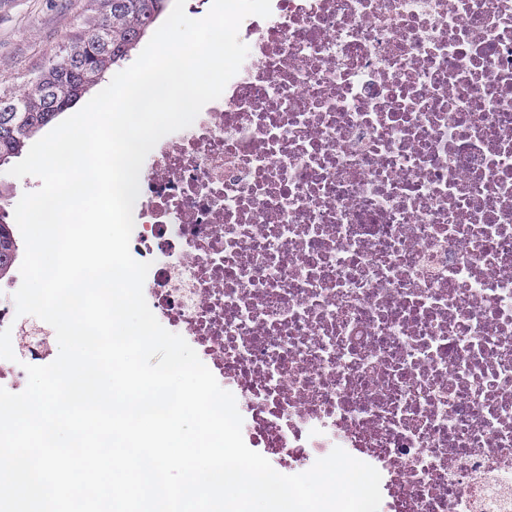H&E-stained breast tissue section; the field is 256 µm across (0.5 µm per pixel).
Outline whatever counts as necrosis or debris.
I'll return each instance as SVG.
<instances>
[{"label": "necrosis or debris", "mask_w": 512, "mask_h": 512, "mask_svg": "<svg viewBox=\"0 0 512 512\" xmlns=\"http://www.w3.org/2000/svg\"><path fill=\"white\" fill-rule=\"evenodd\" d=\"M142 166L146 301L292 473L382 512H512V0H271ZM0 281V386L54 351Z\"/></svg>", "instance_id": "1"}]
</instances>
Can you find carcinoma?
<instances>
[{"label":"carcinoma","instance_id":"obj_1","mask_svg":"<svg viewBox=\"0 0 512 512\" xmlns=\"http://www.w3.org/2000/svg\"><path fill=\"white\" fill-rule=\"evenodd\" d=\"M79 30L26 81L20 93L0 88V166L20 157L28 141L131 57L170 0H90ZM18 245L0 216V279L10 274Z\"/></svg>","mask_w":512,"mask_h":512}]
</instances>
